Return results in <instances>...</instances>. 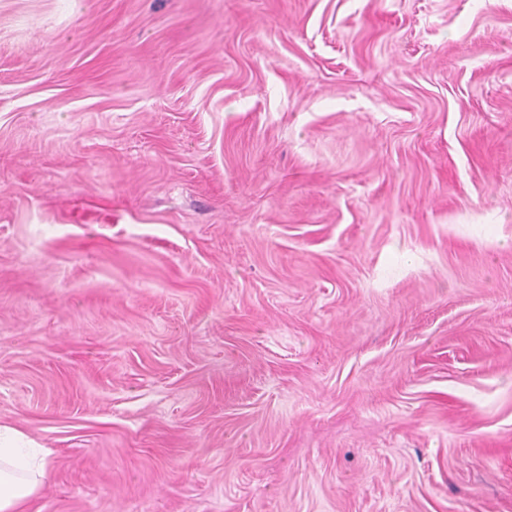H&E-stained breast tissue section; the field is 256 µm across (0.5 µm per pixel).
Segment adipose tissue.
<instances>
[{
    "mask_svg": "<svg viewBox=\"0 0 512 512\" xmlns=\"http://www.w3.org/2000/svg\"><path fill=\"white\" fill-rule=\"evenodd\" d=\"M49 475V452L9 425H0V512H23Z\"/></svg>",
    "mask_w": 512,
    "mask_h": 512,
    "instance_id": "obj_1",
    "label": "adipose tissue"
}]
</instances>
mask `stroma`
Instances as JSON below:
<instances>
[{
    "label": "stroma",
    "mask_w": 512,
    "mask_h": 512,
    "mask_svg": "<svg viewBox=\"0 0 512 512\" xmlns=\"http://www.w3.org/2000/svg\"><path fill=\"white\" fill-rule=\"evenodd\" d=\"M24 512H512V0H0Z\"/></svg>",
    "instance_id": "stroma-1"
}]
</instances>
